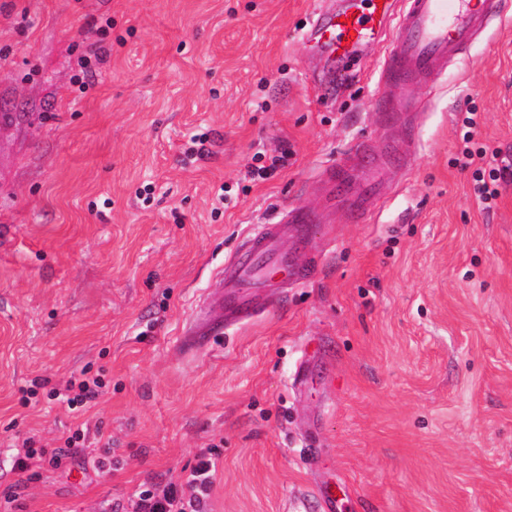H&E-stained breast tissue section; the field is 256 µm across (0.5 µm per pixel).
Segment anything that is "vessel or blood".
I'll return each mask as SVG.
<instances>
[{
	"label": "vessel or blood",
	"mask_w": 512,
	"mask_h": 512,
	"mask_svg": "<svg viewBox=\"0 0 512 512\" xmlns=\"http://www.w3.org/2000/svg\"><path fill=\"white\" fill-rule=\"evenodd\" d=\"M500 6V0H339L315 11L304 40L332 77L338 61L355 55L381 34L391 33L392 47L381 72L385 93L376 102L378 111L391 114L396 107L388 89L447 70L499 17ZM369 150L366 142H357L329 175L332 187L341 190L350 170L360 169L361 193L348 200L349 210L360 219L369 215L362 199L374 196L379 180L376 169L363 165ZM311 221L310 213L295 210L259 225L246 253L225 262L218 274L224 284L220 298L190 323L185 343L193 347L207 342L209 337L222 335L225 325L251 318L254 295L260 289L278 287L280 278L299 281L303 270L281 250L279 239L289 226L301 228Z\"/></svg>",
	"instance_id": "1"
}]
</instances>
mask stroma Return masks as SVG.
<instances>
[{"label":"stroma","mask_w":512,"mask_h":512,"mask_svg":"<svg viewBox=\"0 0 512 512\" xmlns=\"http://www.w3.org/2000/svg\"><path fill=\"white\" fill-rule=\"evenodd\" d=\"M330 0H0V493L25 512H134L219 456L208 512H291L326 484L348 512H512V183L482 201L476 146L512 158V0L446 74L402 88L421 117L366 222L310 224L311 275L196 354L216 271L378 122L388 38L321 91L303 39ZM112 27L107 37L96 28ZM93 62L85 88L78 59ZM203 156L186 159L193 135ZM288 149L252 181L256 153ZM104 386L86 411L22 403L32 380ZM112 471L20 473L24 439Z\"/></svg>","instance_id":"35a3bbf8"}]
</instances>
